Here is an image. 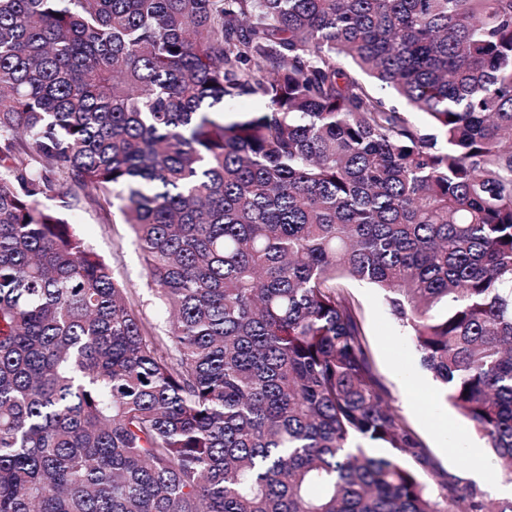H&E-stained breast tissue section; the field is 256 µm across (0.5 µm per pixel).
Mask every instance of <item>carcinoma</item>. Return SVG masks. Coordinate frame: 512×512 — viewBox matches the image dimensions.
<instances>
[{"mask_svg": "<svg viewBox=\"0 0 512 512\" xmlns=\"http://www.w3.org/2000/svg\"><path fill=\"white\" fill-rule=\"evenodd\" d=\"M354 281L511 481L512 0H0V512H512L430 486ZM107 213L89 207L72 211L71 219L86 237L93 250L104 258L121 281L143 283L142 261L131 245L128 224L123 223L119 209L122 202L114 199ZM137 291L138 295L135 298V304L142 313V316L152 323H158L163 316V310L146 287L142 285Z\"/></svg>", "mask_w": 512, "mask_h": 512, "instance_id": "cac0c4a2", "label": "carcinoma"}]
</instances>
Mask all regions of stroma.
Here are the masks:
<instances>
[{"label":"stroma","instance_id":"obj_1","mask_svg":"<svg viewBox=\"0 0 512 512\" xmlns=\"http://www.w3.org/2000/svg\"><path fill=\"white\" fill-rule=\"evenodd\" d=\"M93 250L113 268L116 277L139 286L137 308L150 322L163 311L142 285V261L131 244V233L118 206L102 212L89 207L71 213ZM350 292L361 309L362 325L372 365L393 394L410 425L424 441L432 469L439 481L470 478V449H477L485 463L493 458L470 424L449 406L431 375L425 371L409 337L389 315L379 293L364 284H352Z\"/></svg>","mask_w":512,"mask_h":512}]
</instances>
